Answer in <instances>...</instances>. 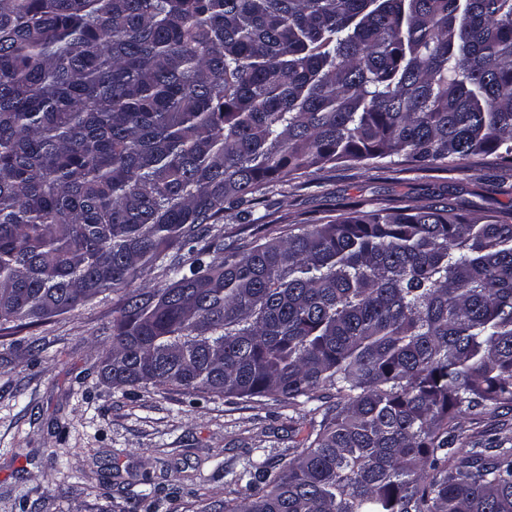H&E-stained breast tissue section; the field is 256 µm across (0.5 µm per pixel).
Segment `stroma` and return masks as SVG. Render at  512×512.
<instances>
[{
  "mask_svg": "<svg viewBox=\"0 0 512 512\" xmlns=\"http://www.w3.org/2000/svg\"><path fill=\"white\" fill-rule=\"evenodd\" d=\"M390 173L339 165L289 188L279 211L344 213L354 202L413 190L472 217L512 203V173L488 157L475 171ZM112 297L13 333L0 331V512H199L229 498L247 458L277 463L310 415L266 397L202 398L176 387L120 391L101 377L97 339ZM156 510H149V503Z\"/></svg>",
  "mask_w": 512,
  "mask_h": 512,
  "instance_id": "stroma-1",
  "label": "stroma"
}]
</instances>
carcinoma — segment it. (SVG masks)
<instances>
[{
  "label": "carcinoma",
  "mask_w": 512,
  "mask_h": 512,
  "mask_svg": "<svg viewBox=\"0 0 512 512\" xmlns=\"http://www.w3.org/2000/svg\"><path fill=\"white\" fill-rule=\"evenodd\" d=\"M491 155L512 0H0V325L112 291V386L317 403L201 512H512V206L254 217L314 168Z\"/></svg>",
  "instance_id": "carcinoma-1"
}]
</instances>
